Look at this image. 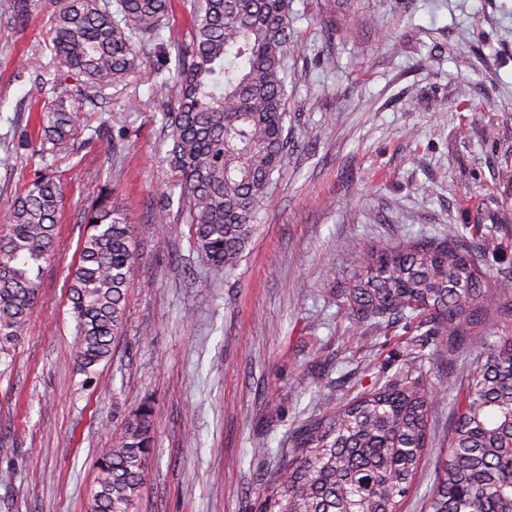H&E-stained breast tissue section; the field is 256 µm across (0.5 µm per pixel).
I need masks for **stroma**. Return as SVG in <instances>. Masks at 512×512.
Here are the masks:
<instances>
[{
  "label": "stroma",
  "mask_w": 512,
  "mask_h": 512,
  "mask_svg": "<svg viewBox=\"0 0 512 512\" xmlns=\"http://www.w3.org/2000/svg\"><path fill=\"white\" fill-rule=\"evenodd\" d=\"M8 3L0 0V201L44 167L64 198L29 331L0 359V447L9 449L0 512H87L98 448L148 399L155 441L136 512H257L292 432L393 375L413 340L403 327L382 335L348 317L336 290L358 258L344 242L387 248L455 225L489 258L512 263V213L498 194L499 173L512 169V0H360L379 27L349 33L332 31L328 0H293L304 50L286 60V166L230 278L193 250L181 203L166 195V114L192 0H173L158 35L139 40L125 79L86 89L77 149L64 159L27 138L57 88L82 83L51 50L56 4L34 0L21 24ZM381 29L402 53L379 42ZM463 84L479 116L461 102ZM107 184L137 259L123 334L89 384L75 359L67 277L86 233L81 211ZM453 416L448 400L432 412V446L403 512H427Z\"/></svg>",
  "instance_id": "35a3bbf8"
}]
</instances>
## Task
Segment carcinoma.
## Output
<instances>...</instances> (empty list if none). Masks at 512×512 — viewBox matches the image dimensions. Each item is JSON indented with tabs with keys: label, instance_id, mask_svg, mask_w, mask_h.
Segmentation results:
<instances>
[{
	"label": "carcinoma",
	"instance_id": "1",
	"mask_svg": "<svg viewBox=\"0 0 512 512\" xmlns=\"http://www.w3.org/2000/svg\"><path fill=\"white\" fill-rule=\"evenodd\" d=\"M340 29L367 27L374 14L333 0ZM171 0H60L49 30L63 67L91 86L124 78L136 66L133 35L151 36ZM25 23L31 0H10ZM291 0H196L191 43L168 113L170 190H179L193 245L207 263L237 269L257 230L256 215L288 153L284 60L302 52L291 40ZM84 95L75 89L40 110L39 145L73 154ZM112 187L81 213L87 233L69 273L76 356L84 372L109 359L121 335L136 244L132 225L112 207ZM63 188L34 173L6 206L0 226V356L26 335L37 303L41 262L54 245ZM358 270L336 294L358 325L395 323L418 333V347L384 382L334 405L295 431L267 484L259 512H400L417 486L431 441L429 416L447 393L423 378L430 358L447 365L458 389L448 453L428 493V512H512V336L485 328L512 317V265L491 271L461 230L392 248L350 247ZM475 341L461 378L453 366ZM433 346L431 353L424 349ZM154 403L124 418L99 449L89 512H134L153 448Z\"/></svg>",
	"mask_w": 512,
	"mask_h": 512
}]
</instances>
